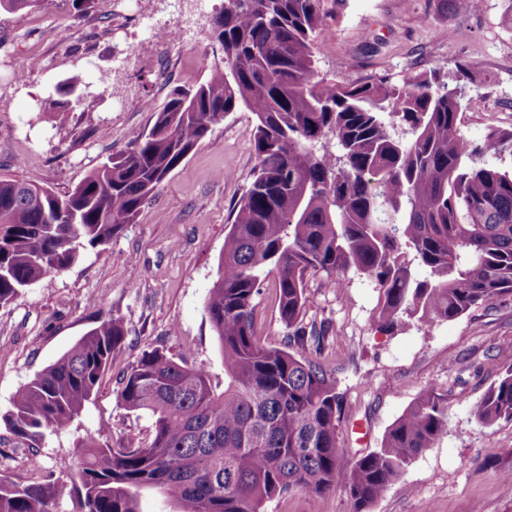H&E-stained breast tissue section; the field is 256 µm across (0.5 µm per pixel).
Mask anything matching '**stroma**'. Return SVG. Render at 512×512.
<instances>
[{
	"label": "stroma",
	"instance_id": "stroma-1",
	"mask_svg": "<svg viewBox=\"0 0 512 512\" xmlns=\"http://www.w3.org/2000/svg\"><path fill=\"white\" fill-rule=\"evenodd\" d=\"M222 0H48L19 12L0 10V175L63 195L107 157L129 149L176 88L203 82L223 53L210 36ZM504 0H473L447 20L433 0H346L327 33L318 35L321 76L356 83L385 76L398 83L432 68L474 67L462 131L483 140L492 128L512 130V30ZM151 15L183 33L179 47L154 40ZM29 69L25 83L16 71ZM87 83L74 110L53 109L57 87L72 71ZM121 84L117 104L106 81ZM254 115L246 108L222 123L157 187L136 221L103 247L86 248L68 269L44 276L0 305V478L17 484L63 480L73 448L87 436L112 446L147 439L151 420L117 400L119 378L144 351L186 355L223 382L224 362L204 308L217 274L224 235L253 178ZM305 322L325 324L322 362L344 397L339 443L358 457L379 448L390 426L428 387L448 401V430L420 455L370 512H512V422L478 425L472 407L512 366V296L467 314L394 334L377 332L371 316L378 292L347 275L345 290L309 277ZM119 318L122 348L112 356L92 399L67 428L47 436L38 456L6 419L21 384L67 352L99 317ZM255 334L273 346L288 341L275 288L264 280L255 298ZM343 488L311 500L293 492L263 512H352Z\"/></svg>",
	"mask_w": 512,
	"mask_h": 512
}]
</instances>
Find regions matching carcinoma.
Wrapping results in <instances>:
<instances>
[{
  "label": "carcinoma",
  "instance_id": "1",
  "mask_svg": "<svg viewBox=\"0 0 512 512\" xmlns=\"http://www.w3.org/2000/svg\"><path fill=\"white\" fill-rule=\"evenodd\" d=\"M342 0H224L213 37L224 62L194 88L174 90L128 151L75 189L0 177V304L73 263L80 249L108 244L156 188L224 116L245 106L257 165L224 235L218 277L205 310L224 358V389L209 372L159 349L123 374L118 400L152 418L145 442L114 448L93 437L76 449L67 482L0 480V512H53L68 494L78 512H141L155 491L174 512H261L293 491L314 499L341 486L353 512H368L448 429L445 395L424 390L388 429L381 447L349 458L338 438L342 396L318 355L325 339L300 327L307 277L340 289L349 271L378 291L372 327L450 321L512 295V131L483 143L461 129L473 68L457 63L452 83L438 70L361 83L319 76L315 33ZM45 0H0L21 11ZM466 0H437L450 19ZM333 138L338 153L317 150ZM274 280L280 322L311 354L260 344L253 330L262 279ZM125 340L106 317L54 363L25 382L7 419L40 446L72 423L96 392ZM492 427L512 421V366L472 409Z\"/></svg>",
  "mask_w": 512,
  "mask_h": 512
}]
</instances>
